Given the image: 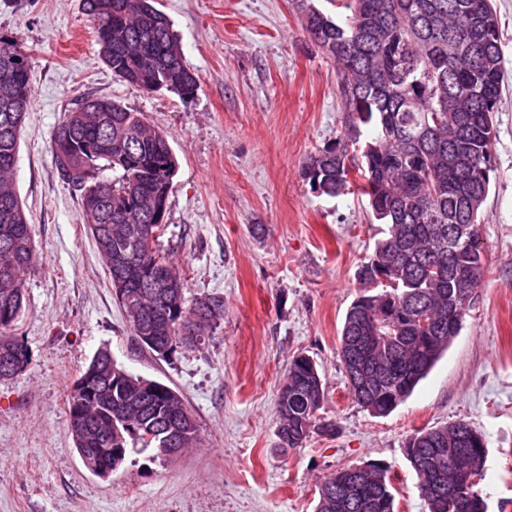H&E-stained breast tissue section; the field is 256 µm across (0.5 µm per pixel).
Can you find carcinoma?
Returning a JSON list of instances; mask_svg holds the SVG:
<instances>
[{
    "instance_id": "carcinoma-1",
    "label": "carcinoma",
    "mask_w": 512,
    "mask_h": 512,
    "mask_svg": "<svg viewBox=\"0 0 512 512\" xmlns=\"http://www.w3.org/2000/svg\"><path fill=\"white\" fill-rule=\"evenodd\" d=\"M80 0L82 13L100 22L103 62L119 80L153 92L155 86L183 97L194 94L198 76L187 68L169 17L154 0ZM304 30L333 59L352 130L365 127L370 140L345 134L309 156L303 165L311 192L345 194L349 171L357 170L351 193L366 198L371 217L388 226L359 272L364 294L348 308L338 356L352 398L375 417L403 403L460 333L469 309L459 306L466 289L456 272H472L481 283L484 246L478 232L495 172L496 138L503 80L500 24L493 0H339L333 18L311 0H295ZM28 55L13 39L0 37V379L29 361L25 344L11 330L24 306L23 275L33 265L32 228L12 176L19 134L32 99ZM63 140L127 143L124 159L104 149L93 157L72 151L57 155ZM167 137L140 115L105 97L82 95L52 137L61 179L80 193L89 235L110 277L125 276L116 298L134 334L152 337L146 349L167 355L189 346L182 334L190 323L200 339L224 318L217 296L187 303L186 283L159 250L141 242L151 225L156 197L166 185L161 148ZM112 170V178L103 171ZM468 226V233L454 231ZM169 264L171 283L152 276L157 262ZM385 341L373 348L367 338ZM98 390L86 406L81 445L93 448L84 465L95 471L107 461L121 466L131 454L163 459L166 440L181 450L199 443L195 419L168 387L142 392L143 376L99 350ZM316 362L291 358L276 398L281 447L301 448L316 430L332 424L316 416L323 382L306 385ZM82 390L73 386L68 430ZM428 512H456L448 490L462 473L483 476L484 435L459 420L422 429L405 449ZM389 468L357 466L328 475L316 512H395Z\"/></svg>"
}]
</instances>
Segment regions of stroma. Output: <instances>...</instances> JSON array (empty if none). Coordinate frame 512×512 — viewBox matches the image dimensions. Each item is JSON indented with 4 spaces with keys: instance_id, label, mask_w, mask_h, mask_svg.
I'll return each instance as SVG.
<instances>
[{
    "instance_id": "obj_1",
    "label": "stroma",
    "mask_w": 512,
    "mask_h": 512,
    "mask_svg": "<svg viewBox=\"0 0 512 512\" xmlns=\"http://www.w3.org/2000/svg\"><path fill=\"white\" fill-rule=\"evenodd\" d=\"M173 22L193 96L148 93L103 63L80 0H0V35L28 55L32 102L14 186L35 263L12 329L28 365L0 379V512H314L337 469L388 466L397 512H425L405 455L417 430L460 419L486 437L488 512H512V0H495L503 100L479 233L480 302L411 396L385 417L350 396L338 357L357 273L385 225L356 195L311 192L302 165L348 128L336 64L308 39L293 0H158ZM84 93L119 100L165 133L178 160L159 238L187 300L217 295L224 318L203 345L141 347L86 232L78 192L57 173L51 136ZM263 225L255 235L254 225ZM179 392L198 447L172 461L129 456L89 471L68 432L75 380L100 347ZM316 361L317 413L334 424L282 450L275 400L289 359Z\"/></svg>"
}]
</instances>
